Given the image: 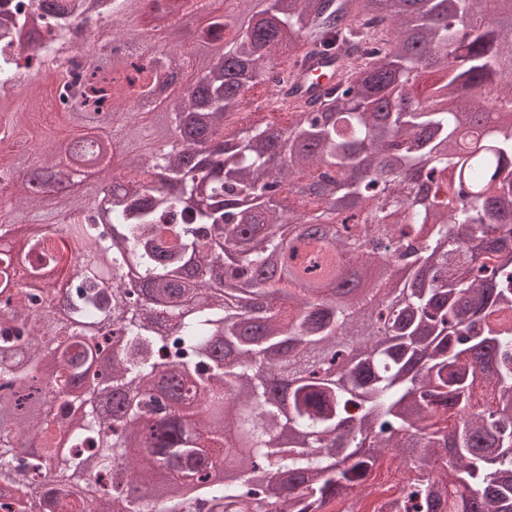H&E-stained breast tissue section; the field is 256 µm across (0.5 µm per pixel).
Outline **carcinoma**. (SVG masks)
Wrapping results in <instances>:
<instances>
[{
    "instance_id": "obj_1",
    "label": "carcinoma",
    "mask_w": 512,
    "mask_h": 512,
    "mask_svg": "<svg viewBox=\"0 0 512 512\" xmlns=\"http://www.w3.org/2000/svg\"><path fill=\"white\" fill-rule=\"evenodd\" d=\"M85 0L0 11V98L21 66L71 50ZM132 16L138 0H111ZM183 0L224 38L169 113L189 153L131 152L100 211L59 212L11 185L18 249L59 280L70 245L112 270L38 294L12 292L0 255V435L7 512H512V21L499 0ZM26 33L31 54L18 56ZM288 57L319 58L335 86L291 82ZM154 71L85 67L57 89L67 113L112 115L90 132L136 144ZM258 88L275 108L247 112ZM0 115V139L27 123ZM478 126L474 151L449 149ZM170 182L155 190L157 170ZM428 170L422 190L410 176ZM57 224L58 238L42 237ZM325 252L317 296L264 269ZM384 269L336 300V258ZM225 257L216 288L193 283ZM64 295L56 325L49 304ZM76 415L65 446L56 414ZM142 451L170 467L139 468ZM408 476L375 486L383 464Z\"/></svg>"
}]
</instances>
